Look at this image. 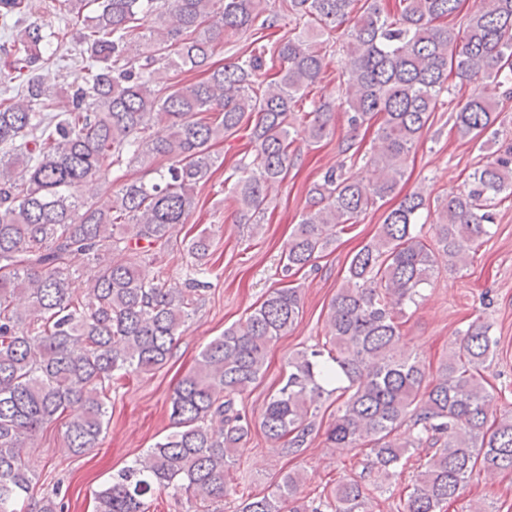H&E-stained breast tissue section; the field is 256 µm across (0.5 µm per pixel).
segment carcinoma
I'll return each instance as SVG.
<instances>
[{
  "label": "carcinoma",
  "instance_id": "obj_1",
  "mask_svg": "<svg viewBox=\"0 0 512 512\" xmlns=\"http://www.w3.org/2000/svg\"><path fill=\"white\" fill-rule=\"evenodd\" d=\"M57 2L81 18L88 77L55 102L36 71L65 32H45L31 0H0V26L22 47L11 80L24 91L0 103V512H27L34 477L22 449L41 429L63 422L66 449L83 454L104 431L115 374H150L168 362L205 287L199 276L211 237L203 229L185 243L194 277L184 288L148 280L140 268L196 208V188L217 162L212 142L255 118L251 160L224 178L227 199L254 233L268 185L293 165L296 137L316 144L329 135V103H313L297 125L289 117L328 66L324 36L353 12L339 106L354 131L381 118L366 160L376 178L365 186L333 169L324 174L288 241L284 276L328 249L333 229L344 231L395 194L410 152L444 105L450 74L475 84L454 110L455 132L469 142L497 123L495 96L512 93V0H482L461 30L446 19L462 0H398L395 15L382 0H284L295 26L273 44L261 43L279 22L267 0H99L90 15L86 0ZM246 33L253 48L211 63L217 41ZM269 53L278 79L263 85L257 77ZM160 63L206 78L156 89ZM159 123L166 132L150 135ZM155 159L162 165L151 180L125 183L110 206L99 205L114 167ZM502 194L512 197V145L438 203L434 245L416 230L429 206L424 191L385 212L329 304L328 360L297 352L266 400L258 425L278 456L296 458L309 446L321 399L338 390L326 441L368 450L374 489H384L406 455L426 451L407 512H441L477 472H512V416H493L483 375L499 344L489 326L476 321L459 332L458 350L434 375L401 343L406 308L418 304L441 262L450 271L465 265L492 235L490 207ZM74 255L87 257L93 275L71 270ZM300 313L299 288H274L206 344L170 397L174 431L96 494L95 512H145L158 488L202 506L186 512L224 502V473L252 431L237 399L263 377L270 345ZM334 382L340 386L327 389ZM404 425L409 433L400 439ZM302 482L299 471H287L274 491L242 499L238 512H367L362 475L323 489L316 503L300 496Z\"/></svg>",
  "mask_w": 512,
  "mask_h": 512
}]
</instances>
